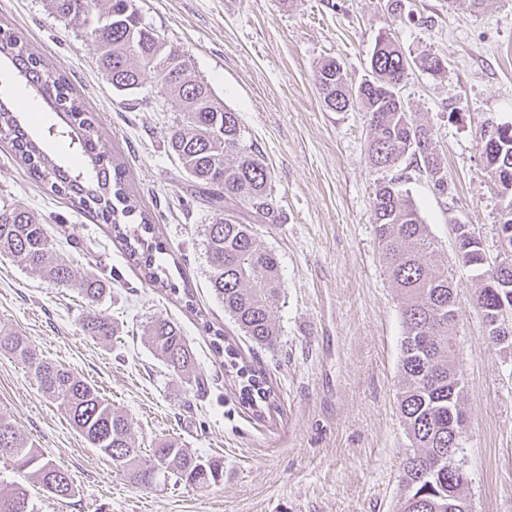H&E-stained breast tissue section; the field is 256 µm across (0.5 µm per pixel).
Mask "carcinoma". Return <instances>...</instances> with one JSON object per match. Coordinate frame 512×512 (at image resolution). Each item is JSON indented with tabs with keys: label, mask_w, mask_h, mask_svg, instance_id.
<instances>
[{
	"label": "carcinoma",
	"mask_w": 512,
	"mask_h": 512,
	"mask_svg": "<svg viewBox=\"0 0 512 512\" xmlns=\"http://www.w3.org/2000/svg\"><path fill=\"white\" fill-rule=\"evenodd\" d=\"M48 8L56 18L94 38L99 62L113 89L132 93L142 87L147 74H154L159 93L182 112L170 138V151L193 186L209 195L212 207L224 210V217L205 227L212 291L243 335L256 344L276 346L279 332L271 306L283 288L277 255L261 246L253 225L240 223L226 209L231 203L244 207L258 221L271 219V173L257 144L245 141L237 113L219 104L185 56L159 37L155 28L141 22L134 0H48ZM0 53L32 76H44L43 59L9 29L0 28ZM415 67L430 74L447 69L445 60L434 54L417 61L407 57L392 34L384 33L375 40L368 78L355 84L338 60L328 58L318 66L314 80L327 108L366 113L370 127L367 157L373 168L390 170L408 154L442 194L448 190V181L433 134L397 96V87L407 84ZM49 85L46 97L57 111L69 115L66 136L79 140L86 169L69 176L36 137L19 135L22 115L15 106L0 103V131L11 136L15 152L30 169L53 178L58 193L71 191L67 178L78 182L81 191L73 198L76 206L112 226L150 284L168 287L164 270L156 265L157 244L150 237L152 217L128 189L121 165L99 151L95 124L66 79L55 77ZM481 149L487 175L500 187L509 208L500 215L498 236L512 253V123L496 124L495 136L481 140ZM372 207L382 262L397 289L405 329L397 406L413 451L402 462L398 512H472L468 478L459 458L468 433L459 413L466 379L457 365L456 318L449 315L457 299L453 277L438 270V247L416 205L401 189L400 178L377 182ZM135 220L137 227L129 228ZM0 254L59 286L76 289L89 306L84 331L102 341L114 336L111 319L97 310L107 291L103 281L91 274L76 277L72 267L54 254L46 225L15 201L0 202ZM485 255L481 236L473 227L457 234V261L475 272L480 282L473 304L486 339L492 346H511L512 319L506 324L497 319L512 313V264L492 265ZM147 341L172 374L194 373V353L174 321L155 318L148 327ZM212 346L226 355L225 372L237 382L244 405L257 414L272 408L275 392L266 374L241 360L223 330H214ZM0 350L24 363L69 423L133 482L150 486L161 474L175 485L203 488L224 481L222 462L198 456L176 439H161L147 453L136 447L124 414L112 408L87 380L35 357L24 338L0 336ZM439 455L453 463L429 471ZM0 459L14 462L24 472V481L0 490V512H34L31 486L57 499L75 494L69 472L34 448L11 415L1 411Z\"/></svg>",
	"instance_id": "cac0c4a2"
}]
</instances>
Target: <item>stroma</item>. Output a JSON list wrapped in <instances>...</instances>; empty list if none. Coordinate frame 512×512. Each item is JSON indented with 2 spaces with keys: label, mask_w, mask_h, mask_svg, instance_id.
Here are the masks:
<instances>
[{
  "label": "stroma",
  "mask_w": 512,
  "mask_h": 512,
  "mask_svg": "<svg viewBox=\"0 0 512 512\" xmlns=\"http://www.w3.org/2000/svg\"><path fill=\"white\" fill-rule=\"evenodd\" d=\"M144 24L183 51L216 98L239 116L271 171L276 219L258 239L279 260L283 292L273 305L280 339L267 348L243 336L207 277L205 225L218 213L191 195L169 151L181 116L153 78L134 95L112 89L95 44L58 20L47 0H0V25L21 32L51 76H64L91 113L99 148L124 163L126 180L154 218L157 260L170 282L156 288L129 261L110 225L31 175L0 136V198L22 200L46 224L77 275L109 291L98 305L112 340L82 329L86 304L0 256V330L27 339L38 357L94 384L132 423L137 447L165 437L224 464L223 483L151 488L133 484L91 448L27 367L0 351V408L74 478L68 499L34 497L35 512H396L400 463L410 448L396 406L404 334L398 298L374 234L372 198L381 174L367 159L365 113L335 112L319 98L318 63L336 58L353 82L368 73L377 35L391 31L412 58L443 57L440 75L414 71L404 95L433 133L448 192L404 170L402 188L438 243L458 291V365L468 388L463 450L473 512H512V347H489L471 304L477 286L458 264L450 227L468 224L498 252L500 194L481 154L485 121L512 122V0H136ZM162 315L181 328L205 382L171 375L147 343ZM223 329L276 393L264 417L245 409L212 350L205 325Z\"/></svg>",
  "instance_id": "35a3bbf8"
}]
</instances>
